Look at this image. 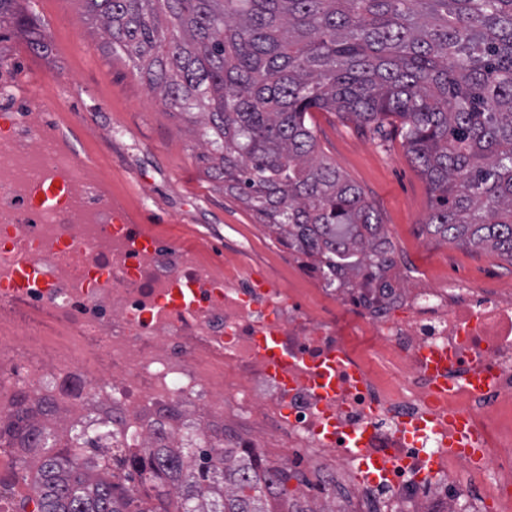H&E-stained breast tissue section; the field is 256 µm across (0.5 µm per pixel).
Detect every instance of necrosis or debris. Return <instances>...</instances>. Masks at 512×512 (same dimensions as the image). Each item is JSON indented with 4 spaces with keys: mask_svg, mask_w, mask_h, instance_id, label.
Instances as JSON below:
<instances>
[{
    "mask_svg": "<svg viewBox=\"0 0 512 512\" xmlns=\"http://www.w3.org/2000/svg\"><path fill=\"white\" fill-rule=\"evenodd\" d=\"M139 228L79 215L0 214V270L17 252L42 274L0 281V408L52 403L58 432L89 430L96 459L131 438L224 444L308 479L309 512H487L467 479L512 512V289L340 276L315 307L304 281L224 264Z\"/></svg>",
    "mask_w": 512,
    "mask_h": 512,
    "instance_id": "4bbe7bcc",
    "label": "necrosis or debris"
}]
</instances>
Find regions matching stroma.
<instances>
[{
    "label": "stroma",
    "mask_w": 512,
    "mask_h": 512,
    "mask_svg": "<svg viewBox=\"0 0 512 512\" xmlns=\"http://www.w3.org/2000/svg\"><path fill=\"white\" fill-rule=\"evenodd\" d=\"M10 11L0 24V56L21 76L12 89L16 111H24L28 99L24 77L41 73L46 93L65 103L58 118L65 137L104 175L128 223L176 244L204 245L217 262L224 259L225 240L240 242L255 263L295 280L269 230L206 175L192 127L148 90L131 64L102 47L83 0H13ZM18 12L34 19L45 49H31L35 31L16 27ZM311 120L320 151L380 214L398 281L444 286L461 277L475 287L512 283V260L499 252L429 232L427 183L396 133L380 135L331 112L312 113Z\"/></svg>",
    "instance_id": "1"
}]
</instances>
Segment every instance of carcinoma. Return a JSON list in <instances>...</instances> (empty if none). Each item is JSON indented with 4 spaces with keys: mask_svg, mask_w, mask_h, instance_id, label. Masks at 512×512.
<instances>
[{
    "mask_svg": "<svg viewBox=\"0 0 512 512\" xmlns=\"http://www.w3.org/2000/svg\"><path fill=\"white\" fill-rule=\"evenodd\" d=\"M104 45L203 129L207 176L328 286L394 266L362 190L318 150L333 112L393 127L431 193V233L512 258V0H84ZM19 407L0 425L30 494L16 512H281L288 470L217 437L96 471L85 432Z\"/></svg>",
    "mask_w": 512,
    "mask_h": 512,
    "instance_id": "cac0c4a2",
    "label": "carcinoma"
}]
</instances>
